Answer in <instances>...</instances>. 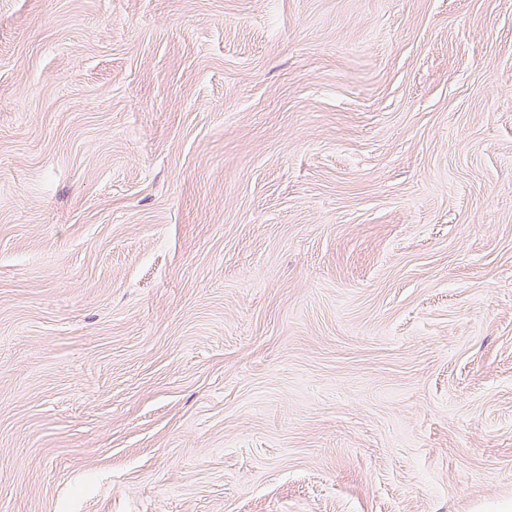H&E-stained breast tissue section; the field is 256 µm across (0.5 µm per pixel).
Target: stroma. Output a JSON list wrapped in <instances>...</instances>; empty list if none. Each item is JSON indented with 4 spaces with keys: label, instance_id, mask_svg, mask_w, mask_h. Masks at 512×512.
I'll list each match as a JSON object with an SVG mask.
<instances>
[{
    "label": "stroma",
    "instance_id": "obj_1",
    "mask_svg": "<svg viewBox=\"0 0 512 512\" xmlns=\"http://www.w3.org/2000/svg\"><path fill=\"white\" fill-rule=\"evenodd\" d=\"M512 503V0H0V512Z\"/></svg>",
    "mask_w": 512,
    "mask_h": 512
}]
</instances>
